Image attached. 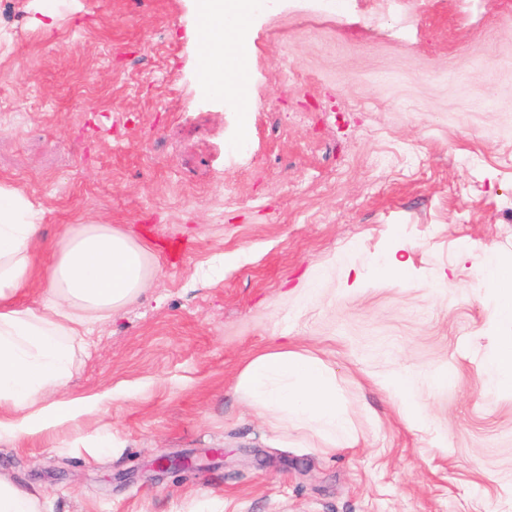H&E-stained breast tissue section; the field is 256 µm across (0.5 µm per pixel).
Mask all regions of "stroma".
<instances>
[{
    "mask_svg": "<svg viewBox=\"0 0 512 512\" xmlns=\"http://www.w3.org/2000/svg\"><path fill=\"white\" fill-rule=\"evenodd\" d=\"M197 18L0 0V185L38 211L39 260L109 224L153 270L75 352L68 392L99 410L0 443V474L41 512H512V388L486 368L512 324L484 283L512 269V0H262L221 92ZM279 346L332 370L343 449L236 392Z\"/></svg>",
    "mask_w": 512,
    "mask_h": 512,
    "instance_id": "obj_1",
    "label": "stroma"
}]
</instances>
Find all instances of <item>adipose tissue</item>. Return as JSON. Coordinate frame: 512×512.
I'll use <instances>...</instances> for the list:
<instances>
[{"mask_svg":"<svg viewBox=\"0 0 512 512\" xmlns=\"http://www.w3.org/2000/svg\"><path fill=\"white\" fill-rule=\"evenodd\" d=\"M208 24L200 41L208 53L203 79L223 85L224 72L244 61L238 33L252 0H199ZM40 226L17 189L0 186V441L76 421L97 410L99 397H66L73 377L77 342L93 320L110 316L138 298L152 273L145 250L127 233L108 224L66 228L46 268L35 261ZM41 283L39 302L19 296ZM240 391L274 425L313 423L328 437L348 434L336 405L334 378L319 359L274 348L240 372Z\"/></svg>","mask_w":512,"mask_h":512,"instance_id":"adipose-tissue-1","label":"adipose tissue"}]
</instances>
